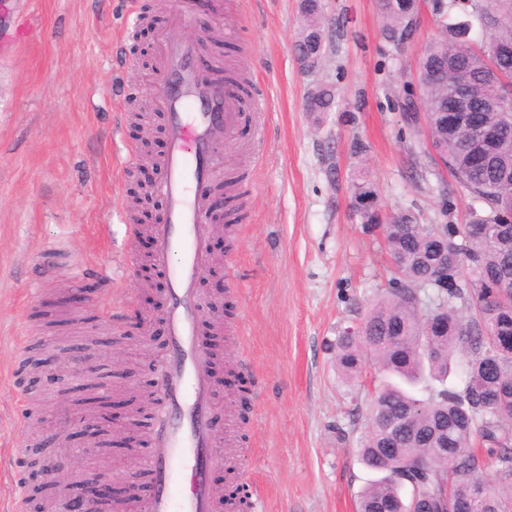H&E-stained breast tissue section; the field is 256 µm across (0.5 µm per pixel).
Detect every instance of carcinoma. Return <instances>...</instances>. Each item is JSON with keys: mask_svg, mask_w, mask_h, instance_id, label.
<instances>
[{"mask_svg": "<svg viewBox=\"0 0 512 512\" xmlns=\"http://www.w3.org/2000/svg\"><path fill=\"white\" fill-rule=\"evenodd\" d=\"M458 0H435L441 17L438 37L418 60L437 82L421 89L426 126L457 186L478 204L468 224H392L385 239L396 260V277L360 321L372 340L368 352L356 336L336 339V366L348 379L358 377L369 357L386 373L367 416L361 461L383 474L360 494L358 512H404L402 490L439 493L451 512L457 502L468 512H512V223L501 231L502 180L512 179V0H470V16L489 34L485 44L466 37L470 24L454 21ZM417 0H379L382 31L404 37ZM307 25L296 50L317 48L319 0H301ZM502 54L494 57L489 47ZM467 78L465 99L475 122L499 130L496 139H467L450 123L456 87ZM335 103L329 87L309 93V112H328ZM353 199H373L355 210L371 229L384 211L369 175L351 179ZM448 247L450 291L436 276L431 251ZM428 290V306L417 311L415 293ZM430 336L439 356L428 357L420 337ZM464 357V383L427 398L411 388L428 374L445 382L457 356ZM494 464V475L484 473Z\"/></svg>", "mask_w": 512, "mask_h": 512, "instance_id": "obj_1", "label": "carcinoma"}]
</instances>
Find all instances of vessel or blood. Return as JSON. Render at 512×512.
<instances>
[{
    "label": "vessel or blood",
    "instance_id": "1",
    "mask_svg": "<svg viewBox=\"0 0 512 512\" xmlns=\"http://www.w3.org/2000/svg\"><path fill=\"white\" fill-rule=\"evenodd\" d=\"M175 21L159 62L162 90L155 99L166 116L164 177L158 186L165 210L151 227L152 262L170 285L166 321L172 354L158 372L162 404L149 423L157 451L145 459L138 479L153 489L149 512H214L204 475L221 459L213 445L210 354L198 325L201 297L195 286L206 261L203 203L218 173V142L233 138L247 122L254 136H261L267 102L248 96L238 79L219 81L198 67L180 29L183 16Z\"/></svg>",
    "mask_w": 512,
    "mask_h": 512
}]
</instances>
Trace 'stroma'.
I'll list each match as a JSON object with an SVG mask.
<instances>
[{
  "label": "stroma",
  "instance_id": "1",
  "mask_svg": "<svg viewBox=\"0 0 512 512\" xmlns=\"http://www.w3.org/2000/svg\"><path fill=\"white\" fill-rule=\"evenodd\" d=\"M0 0V512H64L40 482L31 452L48 435L95 465L73 435L101 415L96 397L122 389L140 413L133 448H113L114 471L138 469L152 448L137 425L171 354L159 286L135 266L152 255L129 191L141 170L127 155L164 152L139 129L134 106L155 88L158 34L182 11L185 36L220 20L230 66L268 102L262 141L250 130L223 144V176L244 175L235 204L245 214L210 234L198 288L225 308L224 355L248 391L213 399L223 465L208 480L247 491L266 512H357L377 472L360 461L366 409L385 374L365 364L346 379L333 345L387 288L391 259L366 232L350 182L365 168L386 212L422 224L465 223L471 207L447 171L432 172L426 142L404 117L428 41L432 0H420L414 36L396 47L381 32L377 0H322L325 47L304 74L294 52L300 0H213L209 14L182 0H21L30 29L12 31ZM331 87L328 112L305 97ZM57 356L56 377L24 368L27 354ZM77 395H68V388Z\"/></svg>",
  "mask_w": 512,
  "mask_h": 512
}]
</instances>
